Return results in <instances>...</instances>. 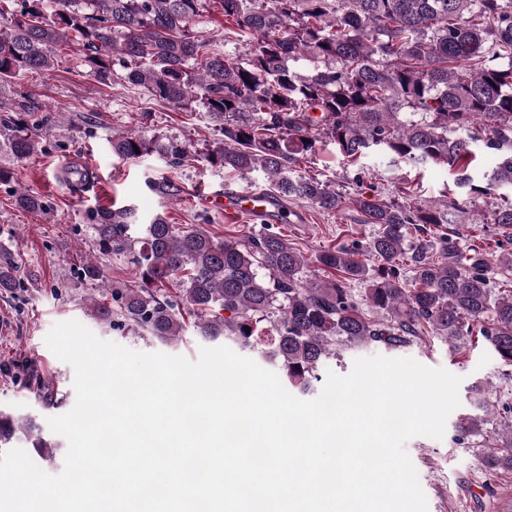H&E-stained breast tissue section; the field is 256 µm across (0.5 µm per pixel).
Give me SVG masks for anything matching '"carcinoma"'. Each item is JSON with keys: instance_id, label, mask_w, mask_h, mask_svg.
Here are the masks:
<instances>
[{"instance_id": "carcinoma-1", "label": "carcinoma", "mask_w": 512, "mask_h": 512, "mask_svg": "<svg viewBox=\"0 0 512 512\" xmlns=\"http://www.w3.org/2000/svg\"><path fill=\"white\" fill-rule=\"evenodd\" d=\"M232 25L224 40L258 37L238 61L195 33L211 8ZM77 50L102 82L123 80L155 99L193 97L220 126L206 153L215 168L265 176L279 200L322 212L351 210L372 227L364 240L320 251L308 263L267 224L254 235L218 241L203 228L157 215L137 223L128 207L90 212L102 252L131 255L139 282L93 301L99 322L180 339L184 314L207 342H231L279 366L288 386L315 391L326 360L352 348H403L426 336L454 350L480 336L512 366V0H0V80L55 65ZM27 101L0 115V156H32L42 125ZM349 165L448 169L484 206L465 210L448 194L420 201L396 182L389 192L301 174L297 163L327 146ZM497 158L489 175L472 166L475 149ZM188 156L173 137L112 138V153ZM22 210L44 198L11 190ZM494 224L500 255L491 264L459 255L455 225ZM334 278L311 281L315 272ZM81 279L107 287L92 260ZM20 286L0 260V290ZM481 413L460 418L458 440L484 439L486 469L512 472V395L474 390ZM32 427L0 412V445Z\"/></svg>"}]
</instances>
